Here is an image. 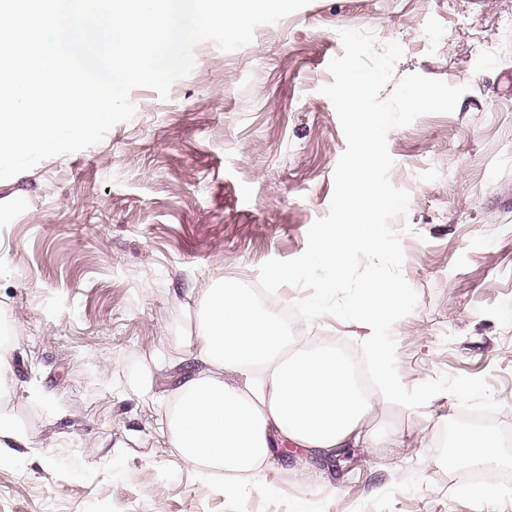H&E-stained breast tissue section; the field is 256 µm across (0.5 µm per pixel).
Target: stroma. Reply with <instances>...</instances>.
Segmentation results:
<instances>
[{
  "label": "stroma",
  "mask_w": 512,
  "mask_h": 512,
  "mask_svg": "<svg viewBox=\"0 0 512 512\" xmlns=\"http://www.w3.org/2000/svg\"><path fill=\"white\" fill-rule=\"evenodd\" d=\"M342 29L400 42L395 78L467 88L461 108L388 134L419 294L393 328L396 366L408 387L487 377L512 427V0H311L242 49L201 43L168 98L134 90V118L100 143L0 180L9 377L41 392L0 400L33 440L0 455V512H475L451 498L461 477L435 456L460 413L451 395L415 410L373 393L378 447L336 469L315 462L313 480L267 470L230 494L155 447L158 406L130 387L157 353L182 356L192 289L256 284L327 214L346 140L320 88ZM293 328L309 345L362 336L330 316ZM58 407L69 419L53 422ZM131 425L140 440L106 455L100 441Z\"/></svg>",
  "instance_id": "stroma-1"
}]
</instances>
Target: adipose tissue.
<instances>
[{
	"label": "adipose tissue",
	"mask_w": 512,
	"mask_h": 512,
	"mask_svg": "<svg viewBox=\"0 0 512 512\" xmlns=\"http://www.w3.org/2000/svg\"><path fill=\"white\" fill-rule=\"evenodd\" d=\"M192 319L184 355L157 356L133 383L160 408L157 447L175 449L184 467L233 493L286 449L330 457L374 444L372 401L349 363L292 341L276 303L223 279L200 291ZM163 378L172 389L159 390Z\"/></svg>",
	"instance_id": "adipose-tissue-1"
}]
</instances>
